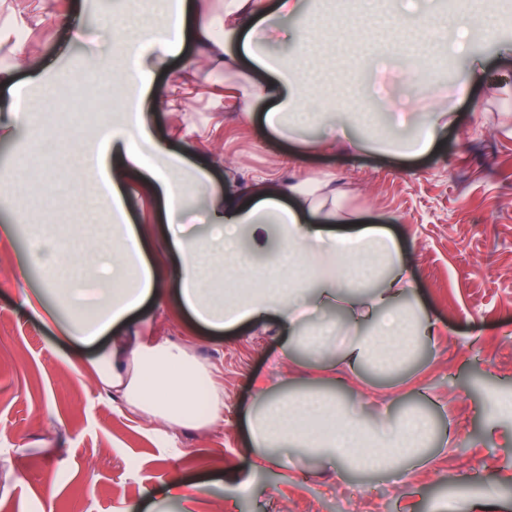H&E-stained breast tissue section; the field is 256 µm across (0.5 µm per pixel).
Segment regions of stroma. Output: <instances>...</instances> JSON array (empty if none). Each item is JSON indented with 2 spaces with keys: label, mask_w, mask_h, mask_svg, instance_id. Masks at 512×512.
<instances>
[{
  "label": "stroma",
  "mask_w": 512,
  "mask_h": 512,
  "mask_svg": "<svg viewBox=\"0 0 512 512\" xmlns=\"http://www.w3.org/2000/svg\"><path fill=\"white\" fill-rule=\"evenodd\" d=\"M217 19L214 49L186 42L156 71L159 84L179 87L174 100H142L155 136L182 155L187 166H204L209 180L190 197L187 225L202 224L211 195L233 196L263 181L280 187L305 178L330 177L344 211L363 220L390 219L413 299L438 325L435 347H422L401 376L382 383L324 371L313 359L284 356L274 330L244 326L213 331L169 301L148 303L133 316L135 328L187 345L210 368L224 391V421L207 431L181 430V455H172L159 423L122 411L85 373L94 347L64 345L55 326L21 303L22 288L42 282L14 273L29 245L26 234L0 243V512H337L350 500L355 512H512V411L494 401L512 400V21L476 28L467 49L441 59L438 90L415 98L396 53L367 45L382 68L353 65L342 71L331 24L315 35L332 68L324 109L372 114L375 90L384 87L414 98L415 112L448 104L458 125L423 156L369 149L348 157L343 148L320 151L331 128L314 125L300 144L268 132L254 105L247 121L236 88L248 66L229 67L218 48L219 21L227 0H190ZM302 10L343 11L353 27L383 17L387 0L364 9L358 0H298ZM59 23L42 22L31 0H0V69L14 72L18 94L0 88V111L18 108L22 124L0 140V225L53 224L75 238H97L89 215L88 177L67 161L91 140L111 112L99 99L76 132L56 118H43L48 89L68 87L86 67L113 63L107 38L124 12V0H45ZM483 62L482 83H471L472 60ZM131 224L152 228L149 260L168 272V245L160 230L163 203L130 185ZM334 385L365 416L403 405L423 409L450 440L434 459L397 482L372 475L338 479L330 465L295 457L291 474L253 465L242 416L259 385L284 381ZM252 472L254 490L239 498L222 481ZM177 483L204 485L190 500H168Z\"/></svg>",
  "instance_id": "1"
}]
</instances>
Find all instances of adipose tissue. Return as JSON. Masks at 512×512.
<instances>
[{
    "label": "adipose tissue",
    "mask_w": 512,
    "mask_h": 512,
    "mask_svg": "<svg viewBox=\"0 0 512 512\" xmlns=\"http://www.w3.org/2000/svg\"><path fill=\"white\" fill-rule=\"evenodd\" d=\"M232 2L233 10L224 14L225 48L240 47L256 67L275 76L271 82L245 79L238 88L243 110L271 101L263 121L273 133L284 134L289 107L318 99L323 75L309 36L318 17L298 15L294 0H276L271 8L263 0ZM395 2L383 24L367 31L369 41L398 30L404 15L412 17V29L420 35L438 20L453 18L434 0ZM288 15L297 18L298 81L278 60L261 53L257 43L260 29L273 28ZM212 27V19L184 4L160 24L140 18L120 42V53L134 58L125 81L165 96L166 88L153 83L154 71L166 68L186 39L208 45ZM456 121L455 112L445 107L423 113L402 150L429 152ZM84 165L112 201V222L97 227L107 245L58 239L43 225H29L32 244L18 266L36 269L44 289L24 292L22 303L54 324L64 341L91 344L109 336V346L86 368L108 397L135 413L191 430L224 418L223 391L210 384L208 369L186 346L133 329L132 314L150 301L169 299L214 330L275 321L286 333L287 356L316 351L329 368L383 379L400 374L424 336L435 331L409 297L413 283L402 275L399 246L385 228L372 224L333 233L343 218L328 205L324 182H300L285 190L267 186L234 199L212 196L205 224L192 233L182 224L184 204L208 174L199 169L192 181L181 180L184 159L154 136L147 113L101 124ZM129 183L164 199L169 249L177 259L170 275L147 260L146 229L126 221L122 188ZM285 192L291 197L287 204L280 201ZM314 311L333 312L338 319L316 321L310 317ZM243 420L257 462L284 467L295 453L325 461L340 474L353 466L404 479L447 442L418 409L367 419L336 391L299 389L286 382L260 388Z\"/></svg>",
    "instance_id": "adipose-tissue-1"
}]
</instances>
